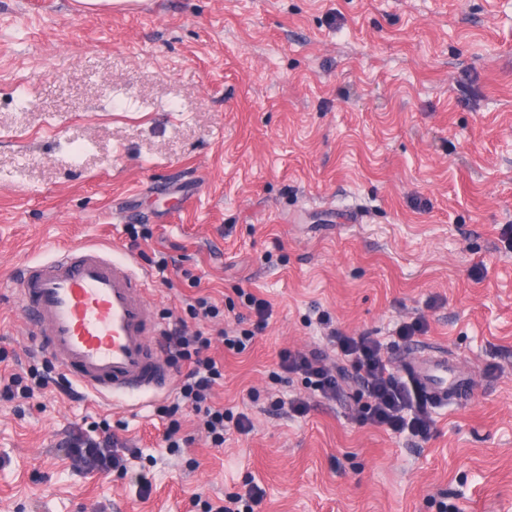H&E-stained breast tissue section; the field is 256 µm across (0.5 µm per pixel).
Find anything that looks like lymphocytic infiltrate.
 <instances>
[{
	"label": "lymphocytic infiltrate",
	"instance_id": "f902f5d3",
	"mask_svg": "<svg viewBox=\"0 0 512 512\" xmlns=\"http://www.w3.org/2000/svg\"><path fill=\"white\" fill-rule=\"evenodd\" d=\"M332 343L338 360L336 369L325 366V355L319 351L306 355L282 354L280 367L286 373L301 374L308 388L325 397L336 395L340 381L353 380L359 386V397L364 400V420L394 432L408 430L424 438L430 435L434 420L427 401L410 382L389 368L381 355L380 341L363 334L336 336ZM211 345L210 334L202 330L189 334L179 326L162 336L161 347L168 364L183 372L179 403L163 409L164 415L171 419L165 434L170 447L179 445L177 416L185 407L202 415L204 429L217 447L223 446L227 431L247 434L253 429L245 414L208 405L214 386L224 377L222 365L209 354ZM119 445V439L112 434L98 442L77 433L70 439L69 453L75 464L107 473L121 466Z\"/></svg>",
	"mask_w": 512,
	"mask_h": 512
}]
</instances>
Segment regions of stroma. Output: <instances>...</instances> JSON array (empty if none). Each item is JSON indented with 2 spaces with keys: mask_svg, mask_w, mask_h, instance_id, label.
<instances>
[{
  "mask_svg": "<svg viewBox=\"0 0 512 512\" xmlns=\"http://www.w3.org/2000/svg\"><path fill=\"white\" fill-rule=\"evenodd\" d=\"M72 244L132 253L165 324L270 302L246 351L211 349L212 405L254 430L216 448L190 414L167 447L172 385L0 396V512H200L251 480L257 512H512V0H0V377L43 361L15 269ZM323 311L394 366L446 348L467 402L422 438L359 421L355 383L312 396L279 361L332 354ZM106 423L126 472L75 468Z\"/></svg>",
  "mask_w": 512,
  "mask_h": 512,
  "instance_id": "obj_1",
  "label": "stroma"
}]
</instances>
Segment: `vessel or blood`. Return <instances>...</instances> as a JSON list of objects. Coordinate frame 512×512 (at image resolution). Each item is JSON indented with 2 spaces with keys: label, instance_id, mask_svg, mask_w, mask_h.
<instances>
[{
  "label": "vessel or blood",
  "instance_id": "b4317fda",
  "mask_svg": "<svg viewBox=\"0 0 512 512\" xmlns=\"http://www.w3.org/2000/svg\"><path fill=\"white\" fill-rule=\"evenodd\" d=\"M146 283L132 259L84 244L23 265L17 277L23 315L39 350L100 397L155 392L171 381L154 341L163 328L148 306ZM401 366L433 405L461 404L469 378L448 351L429 349Z\"/></svg>",
  "mask_w": 512,
  "mask_h": 512
}]
</instances>
